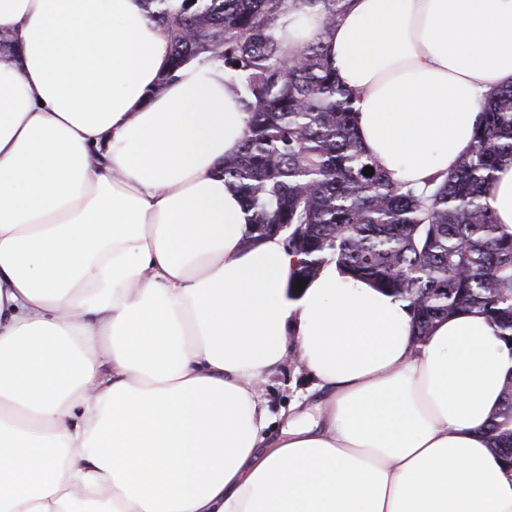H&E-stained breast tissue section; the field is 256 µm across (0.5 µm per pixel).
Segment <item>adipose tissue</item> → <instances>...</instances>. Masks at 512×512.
<instances>
[{
	"label": "adipose tissue",
	"instance_id": "1",
	"mask_svg": "<svg viewBox=\"0 0 512 512\" xmlns=\"http://www.w3.org/2000/svg\"><path fill=\"white\" fill-rule=\"evenodd\" d=\"M0 30V512H512L485 433L512 347L474 311L417 338L332 263L291 292L221 171L222 63L169 71L142 0H0ZM322 32L292 7L280 34ZM326 46L367 152L422 189L512 84V0H349ZM293 354L318 396L272 436Z\"/></svg>",
	"mask_w": 512,
	"mask_h": 512
}]
</instances>
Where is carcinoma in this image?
I'll return each mask as SVG.
<instances>
[{
	"label": "carcinoma",
	"instance_id": "carcinoma-1",
	"mask_svg": "<svg viewBox=\"0 0 512 512\" xmlns=\"http://www.w3.org/2000/svg\"><path fill=\"white\" fill-rule=\"evenodd\" d=\"M168 36L170 72L221 62L239 88L246 130L224 179L252 212L246 239L277 233L299 257L296 279L336 264L409 303L417 337L457 310L492 321L512 347V230L495 223V171L512 163V85L487 98L474 145L430 190L392 181L363 147L353 95L323 40L286 55L277 35L288 0H142ZM317 9L327 37L347 0H293ZM371 168V175L363 174ZM512 464V379L486 427Z\"/></svg>",
	"mask_w": 512,
	"mask_h": 512
}]
</instances>
